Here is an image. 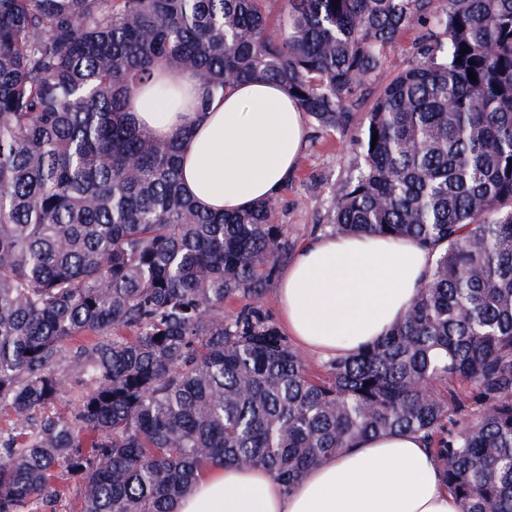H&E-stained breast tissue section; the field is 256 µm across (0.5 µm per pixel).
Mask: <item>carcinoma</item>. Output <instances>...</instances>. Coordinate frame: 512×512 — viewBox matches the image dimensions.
<instances>
[{
  "mask_svg": "<svg viewBox=\"0 0 512 512\" xmlns=\"http://www.w3.org/2000/svg\"><path fill=\"white\" fill-rule=\"evenodd\" d=\"M273 2L0 0V512L53 506L63 475L82 512H176L216 465L290 490L404 432L463 512H512V0ZM413 24L420 59L362 117L321 230L414 242L431 271L403 321L316 378L259 305L296 244L276 200L194 204L181 143L130 100L159 66L195 74L203 110L260 78L344 129ZM63 366L86 384L72 418L43 413Z\"/></svg>",
  "mask_w": 512,
  "mask_h": 512,
  "instance_id": "1",
  "label": "carcinoma"
}]
</instances>
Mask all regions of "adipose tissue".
Returning a JSON list of instances; mask_svg holds the SVG:
<instances>
[{"label":"adipose tissue","instance_id":"obj_1","mask_svg":"<svg viewBox=\"0 0 512 512\" xmlns=\"http://www.w3.org/2000/svg\"><path fill=\"white\" fill-rule=\"evenodd\" d=\"M157 75L177 87L181 108H147L138 92L132 116L157 137L182 138V183L192 199L230 213L280 194L305 138L296 100L278 83L254 79L203 111L192 75L164 69ZM431 266L430 251L408 241L314 235L277 280L288 334L325 358L355 352L407 315ZM178 512H462V506L423 436L404 433L362 439L289 490L262 468H212Z\"/></svg>","mask_w":512,"mask_h":512}]
</instances>
